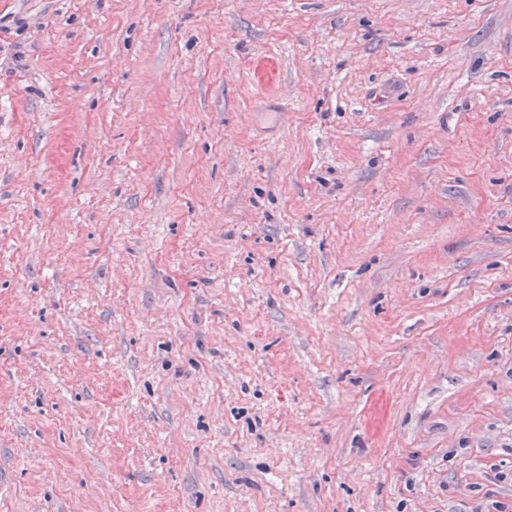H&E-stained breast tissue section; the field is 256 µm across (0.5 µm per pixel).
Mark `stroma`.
Returning a JSON list of instances; mask_svg holds the SVG:
<instances>
[{"label":"stroma","mask_w":512,"mask_h":512,"mask_svg":"<svg viewBox=\"0 0 512 512\" xmlns=\"http://www.w3.org/2000/svg\"><path fill=\"white\" fill-rule=\"evenodd\" d=\"M0 512H512V0H0Z\"/></svg>","instance_id":"obj_1"}]
</instances>
